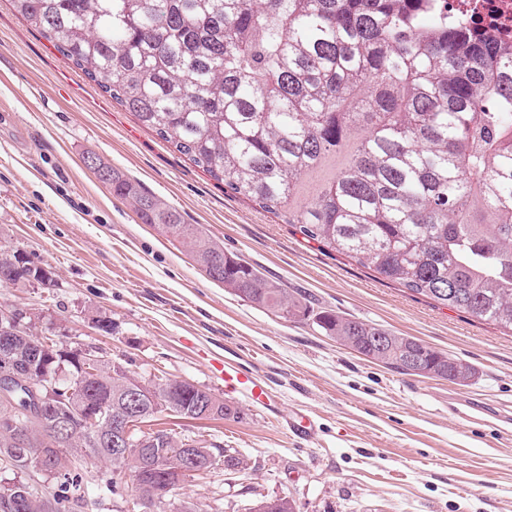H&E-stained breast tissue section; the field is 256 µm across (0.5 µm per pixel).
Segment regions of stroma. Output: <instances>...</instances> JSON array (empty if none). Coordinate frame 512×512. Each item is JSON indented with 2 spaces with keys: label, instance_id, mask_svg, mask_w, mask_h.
I'll return each mask as SVG.
<instances>
[{
  "label": "stroma",
  "instance_id": "1",
  "mask_svg": "<svg viewBox=\"0 0 512 512\" xmlns=\"http://www.w3.org/2000/svg\"><path fill=\"white\" fill-rule=\"evenodd\" d=\"M96 155L177 209L186 223L267 280L310 302L413 336L469 362V386L386 367L211 281L182 244L142 223L83 160ZM42 267L51 286L0 287V306L34 318L41 337L76 355L96 351L142 381L177 379L223 397L212 362L258 372L275 409L231 397L234 415L159 414L154 426L201 438L223 462L175 490L197 512H249L288 496L299 512H512V333L434 304L362 264L305 242L280 218L232 197L68 64L0 0V249ZM481 401L468 425L449 408ZM297 409L316 422L294 437ZM106 459L85 463L81 512H128L104 481Z\"/></svg>",
  "mask_w": 512,
  "mask_h": 512
}]
</instances>
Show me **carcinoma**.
Segmentation results:
<instances>
[{"mask_svg":"<svg viewBox=\"0 0 512 512\" xmlns=\"http://www.w3.org/2000/svg\"><path fill=\"white\" fill-rule=\"evenodd\" d=\"M12 8L113 100L232 196L275 214L307 242L345 255L412 294L512 332V45L435 10L432 0H9ZM112 194L144 224L186 246L200 266L220 258L215 282L285 318L313 319L326 335L404 373L467 386L475 371L413 336L302 299L224 252L197 224L123 172L98 161ZM48 277L18 252H0V286ZM385 337L373 348L367 337ZM39 337L0 343V375L42 367L58 401L90 397L106 414L125 407L127 374L103 361L36 358ZM145 408L175 402L185 417L224 418L233 408L181 380L152 384ZM0 405V457L83 453L112 462L106 488L129 472L149 496L176 474L183 441L162 430L144 452L115 455L104 421L52 444L41 430L67 409L33 412L23 395ZM203 468L212 447L193 441ZM52 499L34 487L24 512H73L78 467L64 465ZM281 497L250 512H296Z\"/></svg>","mask_w":512,"mask_h":512,"instance_id":"cac0c4a2","label":"carcinoma"}]
</instances>
